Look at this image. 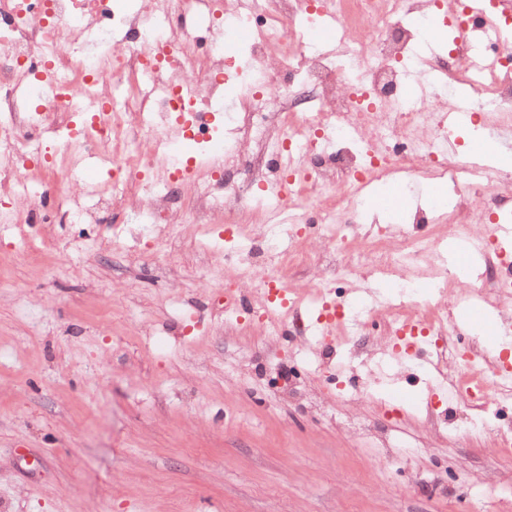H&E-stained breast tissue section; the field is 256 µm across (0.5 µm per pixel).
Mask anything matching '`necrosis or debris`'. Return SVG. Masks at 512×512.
<instances>
[{
    "instance_id": "necrosis-or-debris-1",
    "label": "necrosis or debris",
    "mask_w": 512,
    "mask_h": 512,
    "mask_svg": "<svg viewBox=\"0 0 512 512\" xmlns=\"http://www.w3.org/2000/svg\"><path fill=\"white\" fill-rule=\"evenodd\" d=\"M443 13L452 42L427 55ZM325 26L335 50L313 36ZM511 26L503 0H0V222L120 214L139 243L223 224L225 324L268 342L289 329L314 375L347 371L336 395L353 403H378L385 378L434 373L467 422L427 402L432 435L485 432L512 457V372L456 339L464 306L512 330V273L492 230L512 220V173L454 139L478 125L512 140ZM229 31L241 34L230 56ZM190 112L207 120L185 131L198 149L187 176L169 135ZM77 155L105 160L109 182H80ZM433 179L447 203L415 192ZM382 182L405 202L396 233L374 214ZM448 236L453 273L435 260ZM297 268L307 286L285 279ZM366 279L387 288L380 305L353 297Z\"/></svg>"
}]
</instances>
